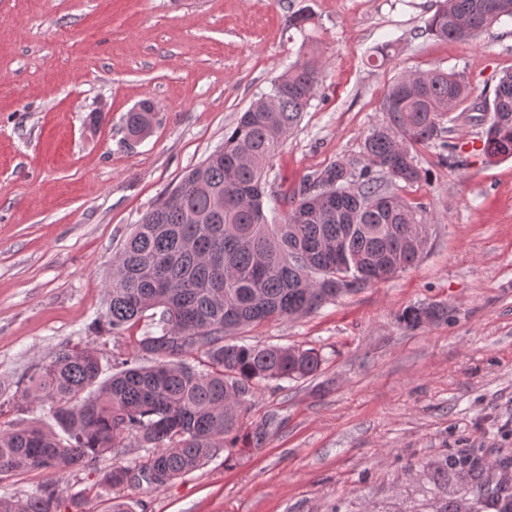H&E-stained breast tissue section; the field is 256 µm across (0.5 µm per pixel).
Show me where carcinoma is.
Wrapping results in <instances>:
<instances>
[{
	"label": "carcinoma",
	"instance_id": "carcinoma-1",
	"mask_svg": "<svg viewBox=\"0 0 512 512\" xmlns=\"http://www.w3.org/2000/svg\"><path fill=\"white\" fill-rule=\"evenodd\" d=\"M503 17L512 0H439L429 34L469 41ZM322 61L288 66L224 134V144L166 190L133 226L107 285L108 307L95 326L124 330L149 310L157 335L135 342L100 379L98 352L65 345L28 377L27 402L49 403L67 435L37 426L0 428V479L37 469L57 474L117 456L126 440L148 455L101 476L111 485L160 490L239 441L260 446L265 426L248 422L259 384L312 377V349L228 343L233 332L272 318L308 315L337 297L412 267L432 224L422 206L396 194L421 180L416 146L450 132L448 115L471 94L465 78L440 68L403 73L384 89V122L365 136L360 155L315 173L284 215L267 216L270 162L298 126L321 86ZM149 100L126 113L129 137L155 119ZM479 151L489 161L512 146V72L482 105ZM224 210L213 209L215 196ZM446 315L441 307L400 316L414 329ZM206 358L198 367L188 357ZM512 462L490 478L468 468L457 494L435 512H512ZM0 512H59L54 484L26 497H0Z\"/></svg>",
	"mask_w": 512,
	"mask_h": 512
}]
</instances>
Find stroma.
Segmentation results:
<instances>
[{"label":"stroma","mask_w":512,"mask_h":512,"mask_svg":"<svg viewBox=\"0 0 512 512\" xmlns=\"http://www.w3.org/2000/svg\"><path fill=\"white\" fill-rule=\"evenodd\" d=\"M438 0H0V424L55 429L49 406L21 393L66 344L94 343L103 376L114 354L154 331L151 314L97 331L106 283L132 224L222 145L251 102L314 48L324 78L272 161L266 192L279 212L316 171L359 154L382 123V94L404 71L439 67L473 89L444 142L419 147L426 179L400 187L434 226L420 261L298 318L235 333L247 344L317 351L320 371L259 386L250 421L265 443L181 476L158 491L108 486L127 447L56 479L29 471L0 481L25 497L54 482L61 512H435L455 496L448 460L487 473L512 458V158L478 155L475 108L512 71V18L469 43L438 39ZM310 14L305 31L289 25ZM395 52L385 63L383 44ZM157 117L126 139L142 100ZM101 113L89 125V113ZM447 319L408 329L410 307Z\"/></svg>","instance_id":"obj_1"}]
</instances>
